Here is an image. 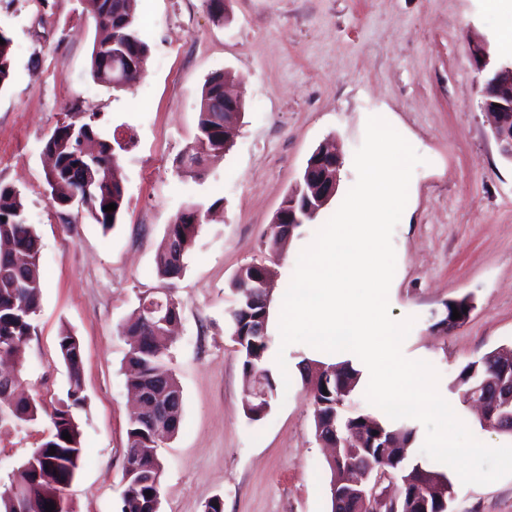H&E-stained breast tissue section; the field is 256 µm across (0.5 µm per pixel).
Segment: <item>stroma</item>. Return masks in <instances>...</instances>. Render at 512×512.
I'll return each instance as SVG.
<instances>
[{"instance_id": "35a3bbf8", "label": "stroma", "mask_w": 512, "mask_h": 512, "mask_svg": "<svg viewBox=\"0 0 512 512\" xmlns=\"http://www.w3.org/2000/svg\"><path fill=\"white\" fill-rule=\"evenodd\" d=\"M227 22L203 0H136L149 55L128 89L95 82L96 29L82 0H0L13 73L0 91V184L19 190L42 243L43 295L25 349L23 376L51 405L65 398L56 339L69 326L82 345L86 403L78 412L83 456L66 491L75 512H120L130 407L128 345L121 326L140 293L159 284L155 256L165 229L190 203L216 204L171 288L181 326L168 364L184 395L178 434L161 442V512H330L327 451L301 374L267 416L249 421L248 383L230 332V288L251 263L288 287L303 248L335 213L329 202L282 253L270 225L312 152L334 141L342 155L338 195L366 120L396 126L424 159L411 177L406 216L393 234L390 314L414 318L405 351L439 374L473 436L490 446L512 436L483 427L455 378L468 362L512 347V161L503 158L480 108L473 42L496 45L499 19L485 0H226ZM230 77L243 101L233 145L201 177L174 160L197 134L206 80ZM99 113L105 133L124 131L126 206L112 229L86 211L62 222L46 191L47 133L68 113ZM472 296L468 321L434 331L446 302ZM46 421L0 430V492L38 445ZM455 512H512V476L486 485L454 480Z\"/></svg>"}]
</instances>
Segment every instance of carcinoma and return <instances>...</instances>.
<instances>
[{"label":"carcinoma","instance_id":"carcinoma-1","mask_svg":"<svg viewBox=\"0 0 512 512\" xmlns=\"http://www.w3.org/2000/svg\"><path fill=\"white\" fill-rule=\"evenodd\" d=\"M99 9L103 19L96 26L106 35L95 41L90 55L92 78L112 86V74L131 66L138 70L145 66L148 45L140 38L135 0H101ZM0 90L6 88L12 77L11 39L0 31ZM224 74L209 78L202 92L198 129L195 143L179 158L183 173L197 176L206 161L224 152V122L231 114L224 111ZM43 149L55 156L53 172L45 175L51 200L62 215L70 214L74 205L85 208L103 229L113 228L125 206V189L114 177L118 164L117 150L124 149L118 142V133L104 138L98 125V114L74 113L59 123L44 140ZM114 203L116 210L104 207ZM201 206L188 204L167 226L165 237L156 254V272L162 282L181 276L185 270V256L191 250L199 227ZM41 243L34 225L27 223L21 193L13 187L0 186V360L22 361L31 336L32 322L40 309L43 279L40 265ZM274 277L271 267L249 264L242 267L232 281L236 295L230 311L232 336L239 346L243 373L264 380L267 398L250 399L245 405V416L252 422L263 419L271 409L277 393V382L266 366L270 336H256L253 327L268 321L271 302L268 292L258 287L266 278ZM123 333L129 339L126 354V386L132 390L147 382L162 383L163 397L182 395L181 387L166 362V351L172 336L164 324L145 322L141 307L137 306L123 324ZM57 348L67 369L66 399L61 400L47 414L48 434L23 463L13 471L10 487L25 489L19 503L5 492L0 493V512H46V503L65 492L80 467L83 448L77 411L83 408L84 395L81 376V344L75 332L61 328ZM512 348H501L484 354L465 365L456 376V384L467 393L472 381L479 375L494 376L499 364L509 360ZM303 381L314 405V425L335 415L343 428L353 433L355 440L340 449V458L328 462L330 470L331 512H336V495L344 488L340 484L347 470L357 466L369 468L375 479L388 472L399 476L401 496L399 512H415L414 498L426 499V512H448V497L443 495L453 486L449 476L435 471L421 462L404 465L397 453L414 438V429L391 428L378 417L365 411L348 415L342 412L338 400H347L360 382L361 373L348 362L332 365L300 363ZM0 427L23 426L38 420L44 408L28 395L23 382L16 378L0 381ZM71 435V441L62 437ZM156 432L139 421H130L126 452L139 458V470L126 480L121 512H152L151 504L160 499L162 463L157 455ZM55 454H50V447Z\"/></svg>","mask_w":512,"mask_h":512}]
</instances>
